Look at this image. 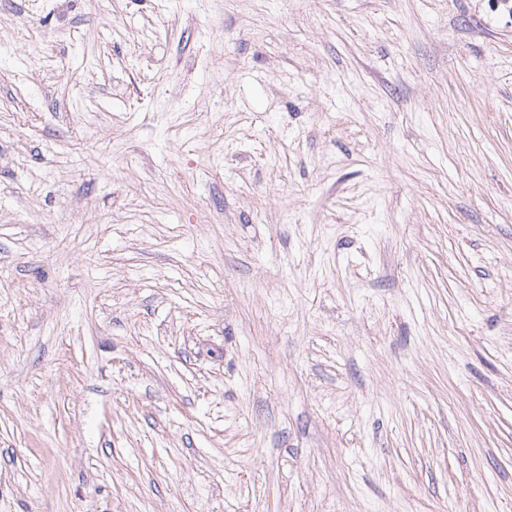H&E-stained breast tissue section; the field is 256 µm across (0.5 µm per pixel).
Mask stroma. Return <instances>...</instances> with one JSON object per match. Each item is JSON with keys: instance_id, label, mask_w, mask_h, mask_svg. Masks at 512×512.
Instances as JSON below:
<instances>
[{"instance_id": "obj_1", "label": "stroma", "mask_w": 512, "mask_h": 512, "mask_svg": "<svg viewBox=\"0 0 512 512\" xmlns=\"http://www.w3.org/2000/svg\"><path fill=\"white\" fill-rule=\"evenodd\" d=\"M0 512H512V0H0Z\"/></svg>"}]
</instances>
